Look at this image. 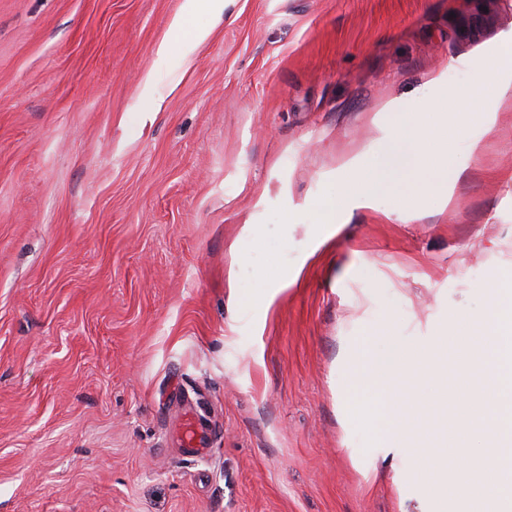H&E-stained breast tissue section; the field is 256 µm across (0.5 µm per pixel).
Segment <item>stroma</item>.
I'll return each mask as SVG.
<instances>
[{
  "mask_svg": "<svg viewBox=\"0 0 512 512\" xmlns=\"http://www.w3.org/2000/svg\"><path fill=\"white\" fill-rule=\"evenodd\" d=\"M181 3L0 0V512H435L339 395L512 266V112L443 213L314 224L388 100L487 79L512 0H226L187 66Z\"/></svg>",
  "mask_w": 512,
  "mask_h": 512,
  "instance_id": "35a3bbf8",
  "label": "stroma"
}]
</instances>
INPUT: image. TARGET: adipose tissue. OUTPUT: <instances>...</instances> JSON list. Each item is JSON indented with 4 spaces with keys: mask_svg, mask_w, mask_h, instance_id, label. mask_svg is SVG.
<instances>
[{
    "mask_svg": "<svg viewBox=\"0 0 512 512\" xmlns=\"http://www.w3.org/2000/svg\"><path fill=\"white\" fill-rule=\"evenodd\" d=\"M206 8L222 15L224 0H183L158 47L159 55L175 50L181 59H189L210 35L209 29L194 24L196 15ZM510 48L512 32L502 33L494 48L483 53L489 80L458 93L455 100L430 108L387 105L393 121L378 127L375 159L359 153L340 165L336 191L323 203L319 224L345 223L348 212L375 207L385 198L393 201L391 215L403 220L411 213L407 198L423 190L431 192L435 212H442L456 184L466 177L465 167L455 162L458 144H466L473 156L480 151L479 138L467 135L470 126H477L482 135L492 133L500 112L512 110V59L506 56Z\"/></svg>",
    "mask_w": 512,
    "mask_h": 512,
    "instance_id": "ef3b65f1",
    "label": "adipose tissue"
}]
</instances>
